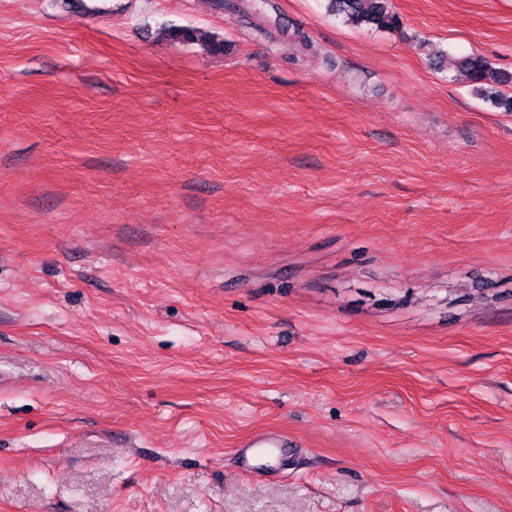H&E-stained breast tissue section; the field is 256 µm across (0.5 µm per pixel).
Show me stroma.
<instances>
[{"label":"stroma","instance_id":"stroma-1","mask_svg":"<svg viewBox=\"0 0 512 512\" xmlns=\"http://www.w3.org/2000/svg\"><path fill=\"white\" fill-rule=\"evenodd\" d=\"M226 2L0 0V512H512V0ZM329 11L340 16L353 27L394 31L401 27L397 13L389 7V0H327ZM163 34L171 41L181 43H198L209 53L223 52L224 40L215 35L202 34L197 29L183 26H171L163 29ZM455 66L477 95L496 108L512 112V95L497 90L512 78L497 69L488 58L479 54L465 55L457 58ZM239 457L241 467L244 472L255 473L264 469L254 463L256 450L261 448L263 451L272 452L276 448H287L284 441V435L279 430H268L252 435L239 445Z\"/></svg>","mask_w":512,"mask_h":512}]
</instances>
